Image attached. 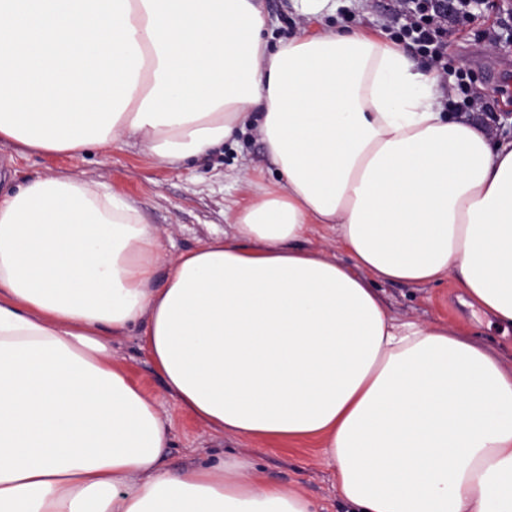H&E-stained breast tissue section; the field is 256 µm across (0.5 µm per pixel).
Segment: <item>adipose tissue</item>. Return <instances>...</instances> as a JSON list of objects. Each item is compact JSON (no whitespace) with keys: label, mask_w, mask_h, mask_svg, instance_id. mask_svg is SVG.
Returning a JSON list of instances; mask_svg holds the SVG:
<instances>
[{"label":"adipose tissue","mask_w":512,"mask_h":512,"mask_svg":"<svg viewBox=\"0 0 512 512\" xmlns=\"http://www.w3.org/2000/svg\"><path fill=\"white\" fill-rule=\"evenodd\" d=\"M265 28L260 0H0V143L178 166L253 123L281 174L167 259L103 182L0 196V512H316L248 457L171 470L112 359L134 330L209 431L321 441L354 512H512V366L375 288L451 278L512 326V141L446 117L394 44Z\"/></svg>","instance_id":"1"}]
</instances>
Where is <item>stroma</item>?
<instances>
[{
	"instance_id": "35a3bbf8",
	"label": "stroma",
	"mask_w": 512,
	"mask_h": 512,
	"mask_svg": "<svg viewBox=\"0 0 512 512\" xmlns=\"http://www.w3.org/2000/svg\"><path fill=\"white\" fill-rule=\"evenodd\" d=\"M396 0H325L318 15L324 30H357L389 40L384 17ZM268 29L274 38L291 36L306 20L302 0H262ZM474 19L448 27V63L476 82L488 111L469 113V120L497 127L501 138L512 140V0H480ZM262 172L265 180L279 177L254 127L236 132L217 151L174 168L142 153L139 147L115 144L76 156L64 154L13 155L0 148V191L17 189L31 178L64 172L102 180L113 191L134 200L146 223L156 227L164 249L171 254L192 250L228 228L224 209L230 200L244 197L237 177L241 169ZM386 306L396 315L428 324L449 323L469 337L512 361V326L490 323L476 308L462 305V290L455 280L416 286L384 283ZM112 354L145 394L156 399L172 420L171 444L166 450L170 468L179 470L203 460L229 455H250L258 474L267 480L298 488L324 512H346L337 488L334 468L325 460L316 440L268 443L212 436L185 413L165 388L149 353L135 334L113 340Z\"/></svg>"
}]
</instances>
